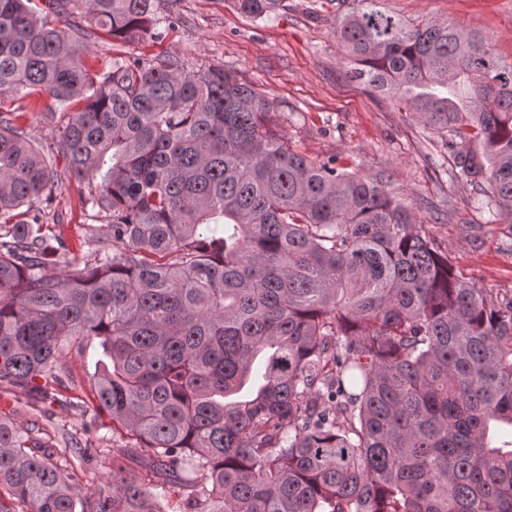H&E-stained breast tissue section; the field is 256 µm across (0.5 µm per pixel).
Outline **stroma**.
<instances>
[{
	"label": "stroma",
	"mask_w": 512,
	"mask_h": 512,
	"mask_svg": "<svg viewBox=\"0 0 512 512\" xmlns=\"http://www.w3.org/2000/svg\"><path fill=\"white\" fill-rule=\"evenodd\" d=\"M382 10L402 19L447 21L487 36L494 51L512 62V0H380ZM357 0H287L269 20L239 14L229 0H158L160 16L175 26L160 40L125 43L98 34L88 38L85 59L100 69L115 56L176 55L190 69L215 65L234 72L276 105L289 145L312 160L335 158L338 166L377 178L411 204L435 249L456 273L485 288L500 302L512 300V216L478 209L483 184L452 173L444 143L391 100L351 80L352 63L336 38L341 13ZM50 202L39 204L41 223L59 225L77 257L80 240L112 241L109 221L82 204L87 184L69 174ZM98 341L66 353L61 373L79 383L69 401L48 405L42 420L54 443L69 434L87 440L92 459L76 478L85 494L106 487L111 470L99 450L124 447L129 437L109 416L87 402L89 380L101 359ZM85 407H78V400Z\"/></svg>",
	"instance_id": "1"
}]
</instances>
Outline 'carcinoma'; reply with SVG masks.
<instances>
[{"mask_svg": "<svg viewBox=\"0 0 512 512\" xmlns=\"http://www.w3.org/2000/svg\"><path fill=\"white\" fill-rule=\"evenodd\" d=\"M53 27L0 0V385L57 401L66 351L99 340L92 403L152 466L112 461L77 510L41 410L0 417V512H512V303L454 274L382 181L293 150L272 101L222 67L114 57L86 37L164 36L156 0H80ZM269 19L285 0H231ZM377 0L337 23L351 78L410 112L512 214V63L447 22L410 25ZM73 105L44 149L24 100ZM475 142L476 153L455 145ZM72 177L111 218L71 274L33 205ZM224 225L215 236L214 226ZM45 380L39 385L35 378Z\"/></svg>", "mask_w": 512, "mask_h": 512, "instance_id": "1", "label": "carcinoma"}]
</instances>
